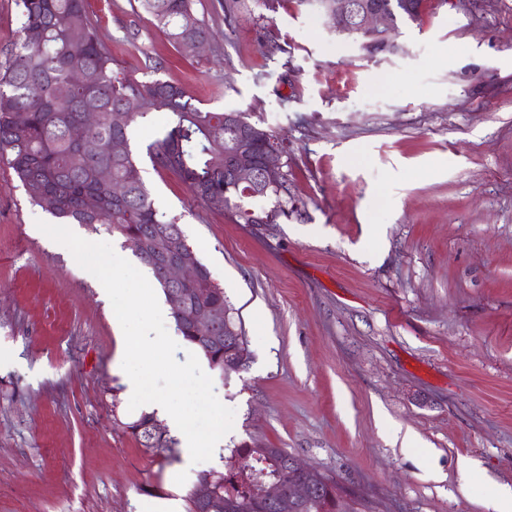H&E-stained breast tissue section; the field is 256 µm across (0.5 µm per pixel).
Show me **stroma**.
<instances>
[{"label": "stroma", "mask_w": 512, "mask_h": 512, "mask_svg": "<svg viewBox=\"0 0 512 512\" xmlns=\"http://www.w3.org/2000/svg\"><path fill=\"white\" fill-rule=\"evenodd\" d=\"M134 2L86 0L115 70L159 65L286 149L290 215L239 224L150 157L171 112L129 132L248 339L241 371L210 373L229 439L286 449L371 512H488L490 485L512 486V0H425L376 56L295 0H237L230 25L194 0L211 37L194 59ZM39 220L0 161V512H188L223 449L191 465L125 431L139 413L113 309Z\"/></svg>", "instance_id": "stroma-1"}]
</instances>
